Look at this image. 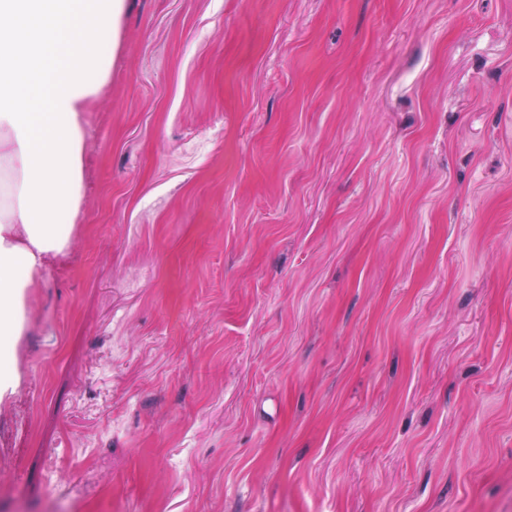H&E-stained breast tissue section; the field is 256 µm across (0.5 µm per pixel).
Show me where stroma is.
Instances as JSON below:
<instances>
[{"label": "stroma", "mask_w": 512, "mask_h": 512, "mask_svg": "<svg viewBox=\"0 0 512 512\" xmlns=\"http://www.w3.org/2000/svg\"><path fill=\"white\" fill-rule=\"evenodd\" d=\"M0 401V512H512V0H127Z\"/></svg>", "instance_id": "35a3bbf8"}]
</instances>
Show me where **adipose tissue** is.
<instances>
[{
    "instance_id": "obj_1",
    "label": "adipose tissue",
    "mask_w": 512,
    "mask_h": 512,
    "mask_svg": "<svg viewBox=\"0 0 512 512\" xmlns=\"http://www.w3.org/2000/svg\"><path fill=\"white\" fill-rule=\"evenodd\" d=\"M126 0H0V401L43 271L68 251L84 197V114L107 84Z\"/></svg>"
}]
</instances>
